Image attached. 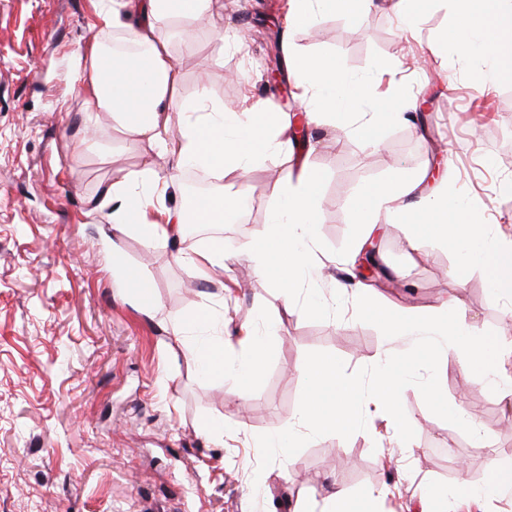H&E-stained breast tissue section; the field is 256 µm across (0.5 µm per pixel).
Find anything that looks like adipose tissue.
I'll list each match as a JSON object with an SVG mask.
<instances>
[{"label": "adipose tissue", "instance_id": "1", "mask_svg": "<svg viewBox=\"0 0 512 512\" xmlns=\"http://www.w3.org/2000/svg\"><path fill=\"white\" fill-rule=\"evenodd\" d=\"M458 24L445 41L463 57L487 60L485 83L498 80L497 58L512 56V0H451ZM211 0H96L98 15L110 33L121 34L130 43L127 51H114L111 42L93 38L78 55V64L89 74L75 87L85 112H107L112 123L128 135L148 142L154 151L138 168L112 182L95 208L105 211L112 231L114 279L126 300L143 313L153 311L135 281H149L146 269L132 271L122 258L124 237L137 235L146 243L181 241L175 259L199 279L223 284L228 260L249 264L255 273L274 271V283L282 304H291L297 283L310 279L311 257L304 247L317 215L315 175L310 170L284 171L277 182L265 228L253 237L235 243L211 242L207 247L185 241L186 213L165 209L161 200L189 163L207 168L238 171L247 175L267 154H284L292 141L289 115L274 111L269 100H245L238 111H226L207 95L182 100L178 94L181 72L169 53L172 23L179 17L206 18ZM284 49L304 83V95L315 105L310 119L315 123L334 120L346 110L359 129L372 130L383 118L401 115L397 96L375 98L373 85L351 79L321 56L300 54L293 43ZM262 114L267 124L258 127L249 117ZM419 182L404 179L381 184L370 194L367 210L357 221L371 228L383 213L397 211L412 217L416 227L413 247L427 238L461 243L467 260L482 265L491 275V286L504 306L512 305V238L489 237L481 225L452 222L449 210H465V200L449 203L447 189L430 194L418 190ZM382 324L388 335H419L432 354L453 360L464 377L479 376L496 387L502 399L512 401V379L499 371L504 355L512 353V339L488 341L476 337L465 319L453 311L413 319L410 315H386ZM240 355L224 361L223 343L198 344L183 352L186 364L205 373L230 367L241 378H250L264 366L268 350L264 336L255 328H243L236 338ZM455 495L478 499L488 495L512 496V462L496 461L483 484L460 480Z\"/></svg>", "mask_w": 512, "mask_h": 512}]
</instances>
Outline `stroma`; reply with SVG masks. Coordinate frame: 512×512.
I'll return each instance as SVG.
<instances>
[{"instance_id":"stroma-1","label":"stroma","mask_w":512,"mask_h":512,"mask_svg":"<svg viewBox=\"0 0 512 512\" xmlns=\"http://www.w3.org/2000/svg\"><path fill=\"white\" fill-rule=\"evenodd\" d=\"M275 9L274 0H212L207 22L183 21L191 44H170L186 60L181 96L203 91L235 110L245 94H270L278 111L305 112L293 66L283 67L286 88L266 79L284 32ZM452 25L444 0H428L411 32L382 6L355 16L326 8L297 29L299 49L348 76L396 68L403 117L378 126L375 148L341 120L308 126L288 155L249 173L238 201L247 239L266 224L282 169L318 175L307 242L315 282L288 310L270 313L272 279L245 263L231 264L223 285L203 283L171 248L130 235L124 258L146 266L156 289L149 318L114 288L112 246L88 212L106 184L152 154L106 114L86 117L72 92L83 80L74 57L101 31L92 0H0V512H294L338 489L352 512H512L510 499L448 496L459 477L480 484L493 460H512V406L483 379L463 381L451 362L439 366L442 391L483 426V447L433 415L412 386L401 397L410 442L370 399L366 430L316 438L293 460L258 467L257 436L296 415L295 367L308 352H329L352 373L375 364L383 346L410 349L386 338L381 311L429 314L452 300L478 335L512 332L483 269L462 268L452 243L413 248L403 215L376 223L379 284L354 274L365 243L355 216L369 191L405 176L429 191L438 167L449 196L464 194L489 235H512V76L481 86L482 59L440 47ZM336 282L346 291L332 294ZM218 292L225 336L243 324L272 330L263 370L236 386L176 365L163 342L165 326ZM312 297L330 312L308 311ZM208 417L223 420V437L202 434Z\"/></svg>"}]
</instances>
